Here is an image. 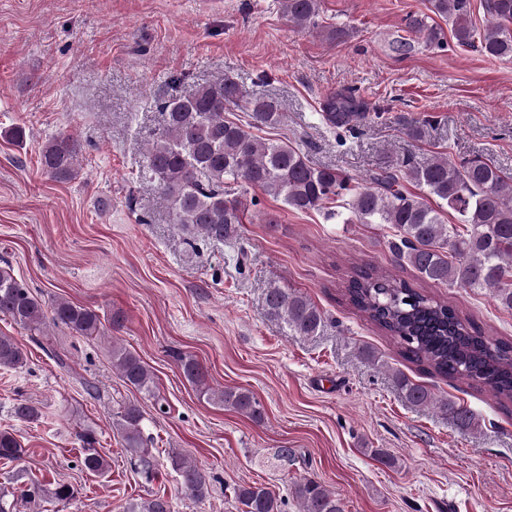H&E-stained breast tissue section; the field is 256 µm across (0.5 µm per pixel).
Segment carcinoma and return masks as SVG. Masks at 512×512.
I'll return each instance as SVG.
<instances>
[{"instance_id": "carcinoma-1", "label": "carcinoma", "mask_w": 512, "mask_h": 512, "mask_svg": "<svg viewBox=\"0 0 512 512\" xmlns=\"http://www.w3.org/2000/svg\"><path fill=\"white\" fill-rule=\"evenodd\" d=\"M430 3L436 16L451 23L457 47L473 48L494 59H512V0H480L489 21L482 30L470 19L471 0ZM282 10L299 32H320V0H282ZM406 28L430 47L442 50L447 46L441 28L428 24L424 17L407 16ZM160 109L161 122L145 145L143 168L156 181L177 227L209 243L237 238L245 210L240 200L244 187L259 188L297 212L319 209L347 196L350 216L343 223L391 225L394 237L389 249L398 264L437 285L486 289L500 308L512 311V175L490 162H456L446 155L423 162L406 157L391 168L359 178L319 167L285 142L253 135L252 128L282 121L280 105L272 98L247 97L239 83L225 77L173 95L161 102ZM227 112L248 113V125L224 118ZM381 116L370 113L354 89L329 93L320 104V121L340 143ZM428 122L425 117H405L403 133L418 140ZM40 161L51 178L71 179L79 164L78 140L71 134L49 139L41 147ZM406 181L414 183L418 192L406 189ZM444 206L457 214L464 231L445 223L440 211ZM344 297L366 321L397 343L408 360L439 376L483 388L500 402H512V343L482 335L448 304L376 266L354 271ZM265 306L268 316L290 336H315L324 326L323 312L294 289L270 286ZM0 316L34 330L50 319L79 336L102 333L95 310L66 299L56 300L52 317H47L42 303L8 266L0 267ZM111 354L112 367L127 385L152 391L154 375L137 353L114 341ZM26 362L22 347L1 334L0 368L19 369ZM177 362L188 382L209 392L215 403L255 423L264 420V406L250 390L215 389L194 358L179 355ZM396 378L412 405L439 409L463 428L475 426L468 408L402 374ZM13 413L22 421L40 417L39 409L23 400L14 405ZM142 420L140 409L130 404L118 412L113 426L130 462L151 480L157 472L143 437ZM81 439L82 469L94 475L104 473L108 462L94 448L95 431L86 429ZM25 452L12 433L0 431V459L18 460ZM168 464L181 492L197 500L206 498L209 480L204 471L178 453L169 457ZM291 494L300 512H343L336 494L313 477L294 481ZM237 499L241 512H282V500L263 484L239 486ZM123 512H171V504L166 494H155L128 502Z\"/></svg>"}]
</instances>
